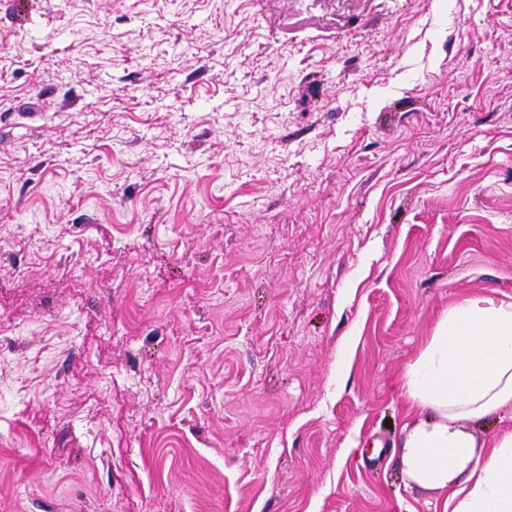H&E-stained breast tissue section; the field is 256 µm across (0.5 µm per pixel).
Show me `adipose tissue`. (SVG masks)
<instances>
[{"label":"adipose tissue","mask_w":512,"mask_h":512,"mask_svg":"<svg viewBox=\"0 0 512 512\" xmlns=\"http://www.w3.org/2000/svg\"><path fill=\"white\" fill-rule=\"evenodd\" d=\"M402 379L408 398L430 412L401 444L406 475L445 492L451 512H512V432L483 460L463 427L512 407V302L450 307Z\"/></svg>","instance_id":"1"}]
</instances>
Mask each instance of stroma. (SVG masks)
<instances>
[{
  "instance_id": "stroma-1",
  "label": "stroma",
  "mask_w": 512,
  "mask_h": 512,
  "mask_svg": "<svg viewBox=\"0 0 512 512\" xmlns=\"http://www.w3.org/2000/svg\"><path fill=\"white\" fill-rule=\"evenodd\" d=\"M512 301V0H0V512H444L396 450Z\"/></svg>"
}]
</instances>
